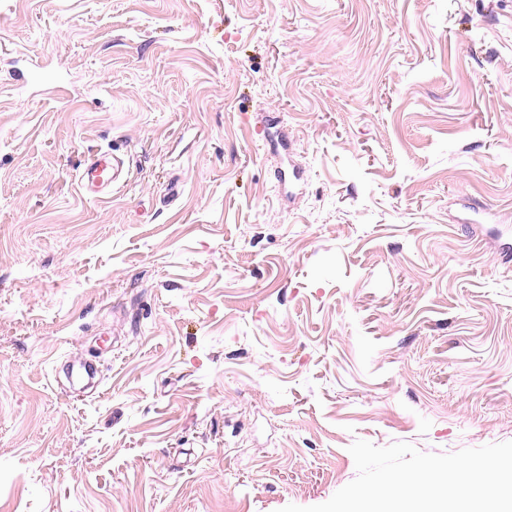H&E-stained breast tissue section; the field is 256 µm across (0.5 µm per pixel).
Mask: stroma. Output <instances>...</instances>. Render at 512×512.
<instances>
[{"label": "stroma", "instance_id": "1", "mask_svg": "<svg viewBox=\"0 0 512 512\" xmlns=\"http://www.w3.org/2000/svg\"><path fill=\"white\" fill-rule=\"evenodd\" d=\"M501 225L512 0H0V512H280L358 439L512 441ZM122 180V167L118 160L112 164V156L102 153L77 175V184L83 196L103 201Z\"/></svg>", "mask_w": 512, "mask_h": 512}]
</instances>
